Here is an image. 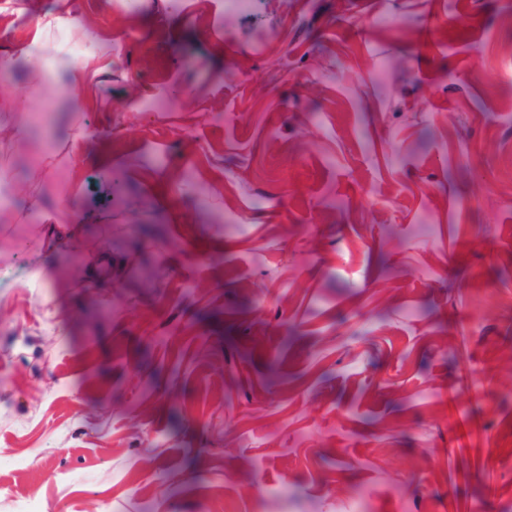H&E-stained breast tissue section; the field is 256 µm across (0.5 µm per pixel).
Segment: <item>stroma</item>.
<instances>
[{"instance_id":"obj_1","label":"stroma","mask_w":512,"mask_h":512,"mask_svg":"<svg viewBox=\"0 0 512 512\" xmlns=\"http://www.w3.org/2000/svg\"><path fill=\"white\" fill-rule=\"evenodd\" d=\"M47 16L95 74L78 150L20 57ZM509 17L0 0V512H512ZM90 219L87 215L77 214L73 211H57L55 214H46L43 216L42 223L46 224L48 228L47 236L55 235L56 241H61L64 236H71L72 231L68 232V225L66 224H88Z\"/></svg>"}]
</instances>
